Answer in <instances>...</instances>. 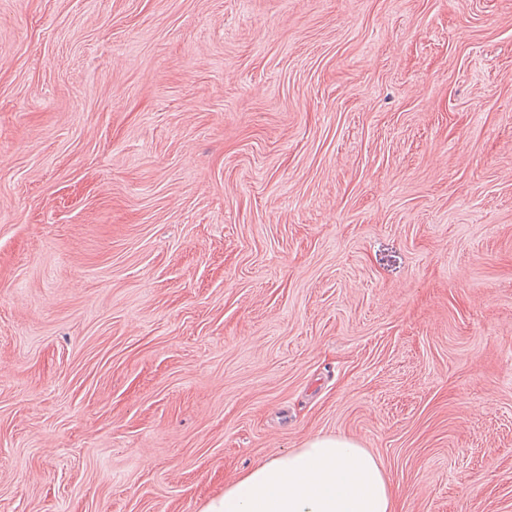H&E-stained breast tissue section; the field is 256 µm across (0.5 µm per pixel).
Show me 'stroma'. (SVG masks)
<instances>
[{
  "instance_id": "obj_1",
  "label": "stroma",
  "mask_w": 512,
  "mask_h": 512,
  "mask_svg": "<svg viewBox=\"0 0 512 512\" xmlns=\"http://www.w3.org/2000/svg\"><path fill=\"white\" fill-rule=\"evenodd\" d=\"M318 433L512 512V0H0V512Z\"/></svg>"
}]
</instances>
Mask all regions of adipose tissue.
Masks as SVG:
<instances>
[{"label":"adipose tissue","mask_w":512,"mask_h":512,"mask_svg":"<svg viewBox=\"0 0 512 512\" xmlns=\"http://www.w3.org/2000/svg\"><path fill=\"white\" fill-rule=\"evenodd\" d=\"M200 512H396V494L375 455L317 434L243 471Z\"/></svg>","instance_id":"adipose-tissue-1"}]
</instances>
